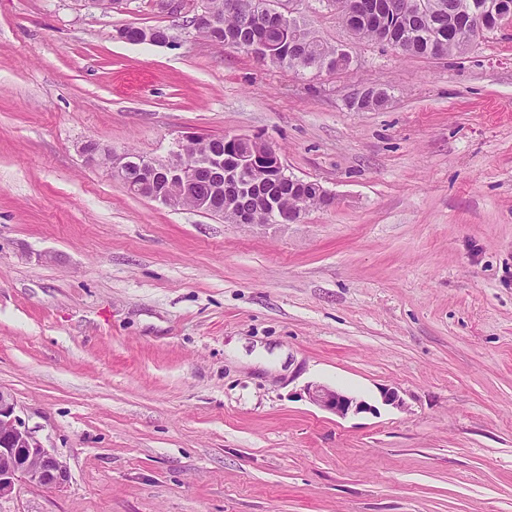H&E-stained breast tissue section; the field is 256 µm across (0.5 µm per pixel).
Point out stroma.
<instances>
[{"instance_id":"stroma-1","label":"stroma","mask_w":512,"mask_h":512,"mask_svg":"<svg viewBox=\"0 0 512 512\" xmlns=\"http://www.w3.org/2000/svg\"><path fill=\"white\" fill-rule=\"evenodd\" d=\"M298 13L348 69L260 63L155 0H0V389L69 473L0 512H512V23L431 59ZM367 86L388 104L351 109ZM190 132L270 143L334 201L231 224L79 152ZM307 392L312 403L339 417H346L349 414L373 412L374 410L373 406L365 400L326 385H308Z\"/></svg>"}]
</instances>
